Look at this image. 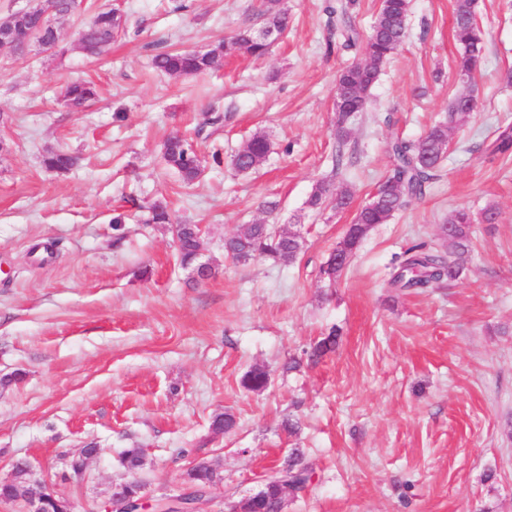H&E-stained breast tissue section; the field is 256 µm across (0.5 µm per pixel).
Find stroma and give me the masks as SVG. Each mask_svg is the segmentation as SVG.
<instances>
[{
  "mask_svg": "<svg viewBox=\"0 0 512 512\" xmlns=\"http://www.w3.org/2000/svg\"><path fill=\"white\" fill-rule=\"evenodd\" d=\"M341 2L284 0L288 31L265 57L235 51L198 76L160 74L152 59L258 27L261 0H85L62 31L67 52L0 50V378L26 374L0 385V475L17 457L61 472L96 443L84 477L53 485L96 512L137 444L148 498L178 494L204 459L223 481L197 512H226L296 450L313 477L284 512H512V158L484 152L512 123V0H477L486 54L473 89L456 75V0H411L406 41L342 144L336 77L354 55L335 45L329 9ZM111 8L128 32L87 59L74 32ZM80 79L99 95L72 112L58 93ZM471 89L479 109L451 131L425 196L375 225L329 282L321 269L388 174L391 137L417 139ZM257 133L270 154L236 173L232 156ZM173 134L207 158L193 185L162 159ZM57 150L76 157L69 171L44 168ZM340 151L352 165L336 167ZM322 181L350 190L351 209H311ZM157 200L204 225L215 277L195 282L168 225L145 223ZM490 206L497 221L482 223ZM457 207L476 218L459 279L390 288L394 257L441 248ZM257 222L299 232L297 259L225 260V237ZM333 330L335 353L289 370ZM255 366L270 377L260 393L241 385ZM225 411L236 427L212 432Z\"/></svg>",
  "mask_w": 512,
  "mask_h": 512,
  "instance_id": "1",
  "label": "stroma"
}]
</instances>
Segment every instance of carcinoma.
Wrapping results in <instances>:
<instances>
[{"mask_svg":"<svg viewBox=\"0 0 512 512\" xmlns=\"http://www.w3.org/2000/svg\"><path fill=\"white\" fill-rule=\"evenodd\" d=\"M476 0H457L454 14V38L461 47L457 64L459 75L474 81L485 51V38L475 12ZM79 7L76 0H43L41 9L20 21H14L16 36L54 43L61 39V25ZM410 0H384L380 4L371 30L366 38L360 34L348 18L344 19L342 36L347 47L361 46V57L348 65L336 81V100L344 102V108L336 111V136L340 139L348 134L347 124L352 116L364 111L370 91L380 74L381 66L395 54L407 36V17ZM288 12L280 6V0H265L263 22L254 29L238 32L228 42L215 44L203 52L164 51L154 57L157 71L169 76L201 75L220 67L224 57L232 50L239 49L261 58L266 55L272 40L266 34L277 38L288 30ZM126 19L121 14L102 11L92 16L78 31L77 42L80 51L87 57L101 56L112 40L125 31ZM62 101L74 112L82 111L97 96L91 82H71L62 88ZM478 109V99L468 93L454 97L448 103V121L431 126L418 139L407 141L395 138L388 143L392 161L388 175L373 192L374 200L359 208L353 224L346 228L337 247L353 255L361 241L376 224L388 223L409 201L424 196L426 186L434 179L448 151V132L451 128L465 124ZM191 144L172 138L162 144V157L166 165L174 170L186 184L194 183L201 174L203 158L186 152L183 144ZM270 142L262 134L254 135L232 159L234 169L241 174L256 170L268 156ZM485 152L493 159L512 156V123L499 126L494 137L486 144ZM75 163V158L63 152L51 151L44 158L47 169L62 172ZM347 192H338L326 183L317 185L308 204L314 209L332 206L342 210ZM148 223L175 224L166 203L154 202L148 208ZM450 233L444 236L448 244L441 253L427 248L424 244L409 247L394 260L393 273L389 284L401 291L430 288L445 280L454 281L462 273L460 259L468 251L473 215L465 208L454 209L448 214ZM177 256L182 267L194 269L200 229L188 225L176 228ZM248 250L258 258L273 262L293 261L302 250V241L290 238L272 224H243L232 237L224 240V255L237 260L240 252ZM336 347V331L322 338L313 348L311 359L323 357ZM269 375L262 367L247 371L241 379V386L251 392L267 389ZM99 453V448L90 443L84 451L70 460L69 471L77 477L86 468L87 458ZM143 459V450L127 448L120 456V464L130 472L129 495L138 498L146 483L138 476ZM16 472L12 482H0V503L10 506L13 512H22L25 507L23 495L29 491L22 460L12 462ZM269 478L285 480L291 492L304 491L311 482L310 469L303 463L299 451H293L288 460L272 468ZM185 480L198 488L214 487L222 477L210 463L199 461L185 473ZM278 484H272L271 493L250 504L249 512H277L280 499Z\"/></svg>","mask_w":512,"mask_h":512,"instance_id":"1","label":"carcinoma"}]
</instances>
